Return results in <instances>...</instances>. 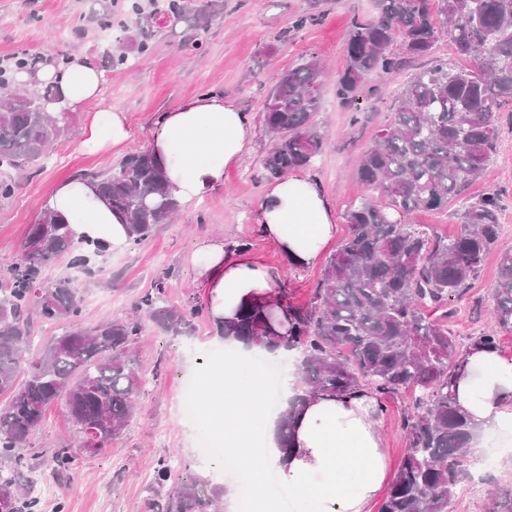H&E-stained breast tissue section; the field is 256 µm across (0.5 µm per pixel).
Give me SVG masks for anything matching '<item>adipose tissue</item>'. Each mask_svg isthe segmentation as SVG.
Masks as SVG:
<instances>
[{
	"label": "adipose tissue",
	"mask_w": 512,
	"mask_h": 512,
	"mask_svg": "<svg viewBox=\"0 0 512 512\" xmlns=\"http://www.w3.org/2000/svg\"><path fill=\"white\" fill-rule=\"evenodd\" d=\"M32 78L57 85L63 105L71 110L99 98L105 81L103 71L77 55L65 68L50 64L36 76H18L22 82ZM249 136L244 113L223 97L204 94L163 114L151 130L150 149L166 171L173 197L190 207L223 185L225 168L241 159ZM129 137L125 113L104 109L94 114L83 145L116 148ZM47 208L68 219L76 240L100 241L113 252L129 244L126 224L98 197L93 181L59 184ZM257 223L266 240L302 266L315 264L337 233L331 204L320 184L308 177L268 185ZM191 262L216 323L233 319L243 301L271 296L280 282L278 268L243 253L227 257L220 240L202 241ZM453 393L478 434L470 456L477 470L489 443L502 440L512 447V359L495 349H470ZM199 400L202 411L215 415L226 453L250 476L256 512H276L265 484L270 472L287 487L291 512H371L390 477L387 450L375 427L377 403L367 391L309 398L295 419L289 454L279 447L278 419L263 402L246 354L226 357L222 367L207 375ZM258 439L264 442L259 455L252 451Z\"/></svg>",
	"instance_id": "obj_1"
}]
</instances>
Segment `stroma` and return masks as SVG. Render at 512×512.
Segmentation results:
<instances>
[{
  "instance_id": "1",
  "label": "stroma",
  "mask_w": 512,
  "mask_h": 512,
  "mask_svg": "<svg viewBox=\"0 0 512 512\" xmlns=\"http://www.w3.org/2000/svg\"><path fill=\"white\" fill-rule=\"evenodd\" d=\"M134 3L145 11L153 7L152 0H0V59L22 51L45 59L67 53L100 64L106 46L123 37ZM304 8L305 0H224L223 15L212 22L202 49L192 54L181 51L180 34L163 30L149 53H130L125 68L106 70L100 99L75 111L62 141L16 176L11 197L0 198L1 275L18 261L30 225L42 217L43 203L58 184L106 173L132 151L148 150L152 127L179 102L217 94L243 112L251 126L249 147L238 163L225 170L223 187L195 207L179 208L174 220L156 225L147 239L129 243L124 253L98 257L91 273L73 271L84 327L135 316L140 298L161 280L169 304L183 309L191 331L175 336L146 323L137 354L147 384L122 438L84 453L72 480L53 479L51 459L43 457L37 470L49 492L42 512H55L60 503L66 512H149L150 501L165 498L169 490L197 477L212 484L237 485L236 476L215 466L200 446L202 438L218 440L215 421L205 414L186 418L181 413L182 403L199 393L203 378L224 359V346L216 339L207 299L196 285L189 258L202 240L213 237L233 247L246 244L248 255L281 270L279 295L293 304L307 303L322 264L290 263L261 235L256 222L269 183L263 160L276 145L262 123L267 92L301 59L315 56L328 65L330 74L315 117L326 146L303 173L320 183L334 212L342 217L363 194L357 163L386 123L394 92L428 64L421 58L398 73L370 77L359 96L358 111H351L336 98V78L346 63L349 30L355 21L375 15V2L330 0L320 21L293 31V22ZM104 12L112 15L108 31L95 22ZM112 107L125 112L129 140L115 149L86 151L82 142L93 114ZM486 192L500 193L504 200L499 245L512 248V112L502 113L497 155L468 190L472 196ZM497 266V255L489 254L479 278L452 304L448 325L460 345H468L471 336L487 326ZM413 398L407 391L387 400L378 415L377 426L394 469L406 447L400 419ZM78 438L64 402L48 406L36 444L47 452L75 445ZM155 454L171 461V477L162 488L156 485L149 462ZM472 487L470 494H456L448 512H486L490 489L512 490V457L496 459Z\"/></svg>"
}]
</instances>
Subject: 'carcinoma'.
Returning <instances> with one entry per match:
<instances>
[{
    "label": "carcinoma",
    "mask_w": 512,
    "mask_h": 512,
    "mask_svg": "<svg viewBox=\"0 0 512 512\" xmlns=\"http://www.w3.org/2000/svg\"><path fill=\"white\" fill-rule=\"evenodd\" d=\"M293 22L300 31L324 15L326 0H306ZM374 18L357 22L346 38L347 60L336 79V97L358 111V91L367 76L400 69L403 56H430L432 65L403 87L389 120L359 161L357 178L368 194L344 214L349 234L326 263L313 297L304 306L254 300L237 317L216 327L218 335L246 346L296 350L300 394L282 414L279 447L292 449V422L306 396L342 395L361 387L375 396L378 409L414 387L419 395L404 416L406 450L378 512H448L459 485L469 477L468 454L476 432L455 406L451 391L459 369L460 346L448 329V303L466 292L485 257L498 247L503 199L487 193L462 203L460 231L439 237L403 218L415 211L443 210L486 170L497 150L499 114L512 112V0H376ZM224 0H161L154 12L183 22L189 35L184 50L196 51ZM133 34L140 53L151 49L160 27L135 6ZM452 40L459 56L474 69L456 72L435 57L441 38ZM401 41L400 52L392 45ZM40 60L25 53L12 67H0V168L23 171L46 154L68 129L71 113L38 112V101H55L53 86L27 89L15 76L38 69ZM324 71L312 57L288 69L266 96L263 122L279 144L267 155L271 177L309 167L325 142L315 123L321 106ZM112 211L124 217L130 240L140 242L154 226L169 221L178 203L167 194L163 166L148 151L128 154L112 172L96 179ZM44 240L31 249L34 239ZM105 252L75 241L67 222L47 213L29 228L22 255L0 275V496L11 512H40L31 493L33 458L24 453L44 409L61 397L82 435L76 448L53 449L52 474L63 478L88 448L114 442L134 412L145 386L135 345L144 333L138 316L82 328L80 298L71 279L42 284V272L60 257L73 268L89 254ZM493 325L471 345L499 347V334L512 331V249L498 255L492 289ZM288 309V335L280 339L271 323ZM440 312L434 319L429 309ZM137 309L176 335L187 332L184 311L169 305L163 282L141 297ZM64 324L26 369L32 316ZM24 380H19V376ZM224 487L192 480L166 498L149 504L151 512H208L219 508ZM487 512H512V490L498 491Z\"/></svg>",
    "instance_id": "1"
}]
</instances>
